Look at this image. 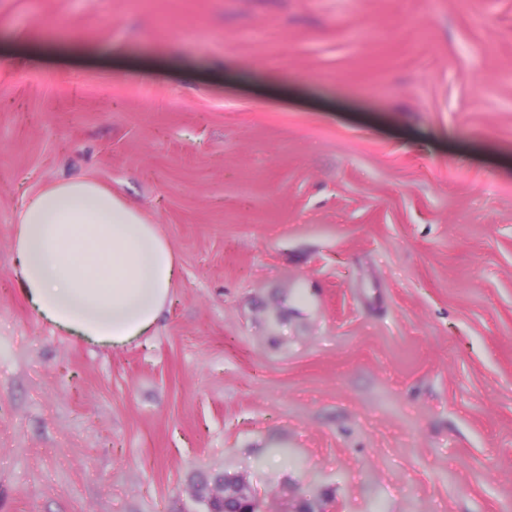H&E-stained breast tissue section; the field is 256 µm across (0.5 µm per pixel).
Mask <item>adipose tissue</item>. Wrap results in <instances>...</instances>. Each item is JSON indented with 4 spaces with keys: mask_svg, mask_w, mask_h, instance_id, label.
I'll return each instance as SVG.
<instances>
[{
    "mask_svg": "<svg viewBox=\"0 0 512 512\" xmlns=\"http://www.w3.org/2000/svg\"><path fill=\"white\" fill-rule=\"evenodd\" d=\"M15 250L21 292L37 315L93 344L149 334L179 276L156 225L92 177L32 195L18 213Z\"/></svg>",
    "mask_w": 512,
    "mask_h": 512,
    "instance_id": "adipose-tissue-1",
    "label": "adipose tissue"
}]
</instances>
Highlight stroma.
<instances>
[{
	"label": "stroma",
	"instance_id": "35a3bbf8",
	"mask_svg": "<svg viewBox=\"0 0 512 512\" xmlns=\"http://www.w3.org/2000/svg\"><path fill=\"white\" fill-rule=\"evenodd\" d=\"M87 175L180 261L124 347L17 281L27 197ZM217 472L512 512V0H0V512H207Z\"/></svg>",
	"mask_w": 512,
	"mask_h": 512
}]
</instances>
